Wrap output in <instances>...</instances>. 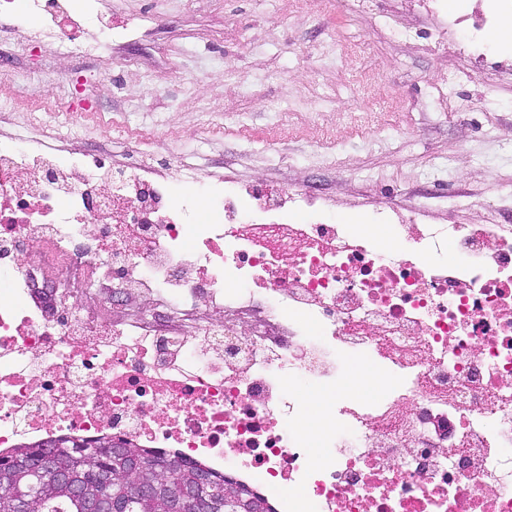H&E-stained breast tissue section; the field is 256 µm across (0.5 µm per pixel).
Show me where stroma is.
Returning <instances> with one entry per match:
<instances>
[{
    "mask_svg": "<svg viewBox=\"0 0 512 512\" xmlns=\"http://www.w3.org/2000/svg\"><path fill=\"white\" fill-rule=\"evenodd\" d=\"M136 27L112 46V80L100 65L65 48L19 47L0 29V133L39 137L55 126L65 152L94 150L113 162L137 161L127 140L139 138L159 175L171 162L212 183L262 177L317 185L336 214L356 204L419 207L426 222L464 223L450 193L469 198L489 223L512 214V71L478 73L462 59L430 52L433 21L405 0H377L375 15L337 23L335 0H100ZM421 39L387 33L392 16ZM355 44L352 70L336 67L332 29ZM384 72L398 101L370 96L364 68ZM57 75L65 105L36 102L44 77ZM449 79L448 109L432 79ZM79 112L68 121L63 107ZM463 168L448 162L455 145ZM344 167H336V158Z\"/></svg>",
    "mask_w": 512,
    "mask_h": 512,
    "instance_id": "35a3bbf8",
    "label": "stroma"
}]
</instances>
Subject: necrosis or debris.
<instances>
[{"label": "necrosis or debris", "instance_id": "1", "mask_svg": "<svg viewBox=\"0 0 512 512\" xmlns=\"http://www.w3.org/2000/svg\"><path fill=\"white\" fill-rule=\"evenodd\" d=\"M429 0V49H494L512 0ZM27 35L110 73L98 0H26ZM0 135V455L129 439L265 492L277 512H512V225L336 219L266 180L192 194ZM137 299L159 321L100 315ZM210 316L188 330L197 306ZM359 365L371 392L337 384ZM330 389L311 430L297 385Z\"/></svg>", "mask_w": 512, "mask_h": 512}]
</instances>
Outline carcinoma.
Wrapping results in <instances>:
<instances>
[{"label": "carcinoma", "mask_w": 512, "mask_h": 512, "mask_svg": "<svg viewBox=\"0 0 512 512\" xmlns=\"http://www.w3.org/2000/svg\"><path fill=\"white\" fill-rule=\"evenodd\" d=\"M54 453L57 467L77 475L81 499L73 498L63 487L52 486L46 491V502L40 512H87L95 499H129L133 512H168L165 501L134 495L133 490L142 475L128 469L132 458L149 465V475L159 485L187 492L182 499V512H192L190 495H201L211 487L229 484L244 500L253 499L265 505L264 512H276L264 496L238 480L216 476L210 470L189 464L178 454L162 453L148 448H134L128 440L112 441L102 437L91 444L65 438L50 439L38 444L20 445L0 457V512H12L11 498H18L41 471L48 453Z\"/></svg>", "instance_id": "cac0c4a2"}]
</instances>
